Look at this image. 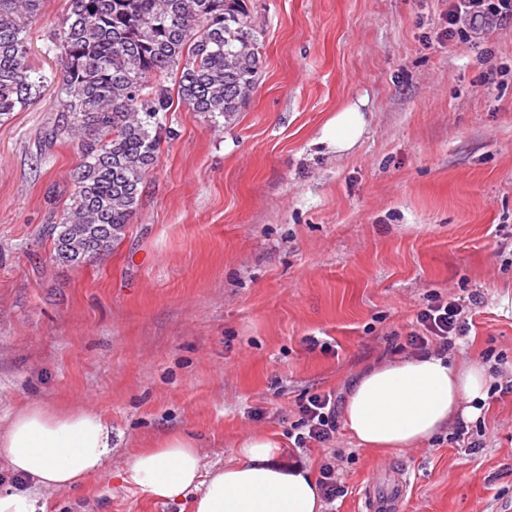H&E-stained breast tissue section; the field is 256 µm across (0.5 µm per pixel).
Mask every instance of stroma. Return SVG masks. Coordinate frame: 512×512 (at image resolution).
Masks as SVG:
<instances>
[{
    "instance_id": "1",
    "label": "stroma",
    "mask_w": 512,
    "mask_h": 512,
    "mask_svg": "<svg viewBox=\"0 0 512 512\" xmlns=\"http://www.w3.org/2000/svg\"><path fill=\"white\" fill-rule=\"evenodd\" d=\"M451 0H248L263 35L253 93L231 120L178 106L138 211L110 254L52 264L42 226L61 215L76 142L40 151L57 115L46 86L0 126V429L19 407H83L112 421L104 476L45 512H192L119 482L139 449L195 437L209 462L259 431L319 472L334 459L341 497L407 479L401 512H512V19L447 39ZM63 0L32 25L43 52ZM368 124L349 152L318 144L351 102ZM458 300L469 332L453 351L495 383L482 447L443 434L377 451L338 428L295 445L300 401L344 399L353 379L411 353L431 295Z\"/></svg>"
}]
</instances>
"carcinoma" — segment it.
I'll return each mask as SVG.
<instances>
[{"label": "carcinoma", "mask_w": 512, "mask_h": 512, "mask_svg": "<svg viewBox=\"0 0 512 512\" xmlns=\"http://www.w3.org/2000/svg\"><path fill=\"white\" fill-rule=\"evenodd\" d=\"M45 0H0V123L51 77L29 63ZM261 30L246 0H64L45 54L60 66V115L49 149L77 141L66 209L45 224L49 261L81 266L108 253L137 212L180 101L213 119L240 111L262 68Z\"/></svg>", "instance_id": "1"}]
</instances>
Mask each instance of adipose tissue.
Wrapping results in <instances>:
<instances>
[{
  "mask_svg": "<svg viewBox=\"0 0 512 512\" xmlns=\"http://www.w3.org/2000/svg\"><path fill=\"white\" fill-rule=\"evenodd\" d=\"M367 119L357 105L337 111L319 141L342 154L362 137ZM491 377L478 361L453 362L437 351L376 364L351 383L340 414L362 448H420L485 409ZM112 451L106 416L84 408L31 403L0 430V462L22 487L0 490V512H39L38 491H76L101 474ZM152 498L190 499L192 512H324L319 485L306 462L281 454L256 432L241 441L236 462H206L199 441L171 434L133 454L122 475Z\"/></svg>",
  "mask_w": 512,
  "mask_h": 512,
  "instance_id": "ef3b65f1",
  "label": "adipose tissue"
}]
</instances>
